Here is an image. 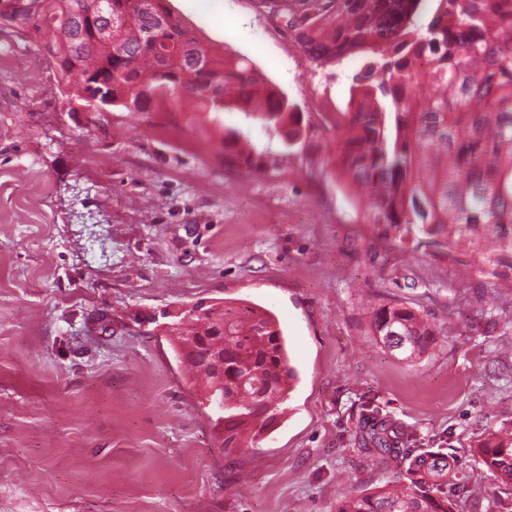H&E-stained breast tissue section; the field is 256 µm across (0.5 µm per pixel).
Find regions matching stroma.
<instances>
[{"label":"stroma","instance_id":"35a3bbf8","mask_svg":"<svg viewBox=\"0 0 512 512\" xmlns=\"http://www.w3.org/2000/svg\"><path fill=\"white\" fill-rule=\"evenodd\" d=\"M201 42L249 59L307 118L300 142L257 114L73 112L51 32L0 25V512H336L394 476L363 438L378 410L409 449L442 448L459 512H512L474 453L512 429V273L488 283L401 250L332 171L322 112L355 60L312 65L261 0H165ZM268 165L224 166L222 132ZM271 313L298 382L235 447L175 356L170 324L216 301ZM429 315L420 358L392 355L372 310Z\"/></svg>","mask_w":512,"mask_h":512}]
</instances>
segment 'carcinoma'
Instances as JSON below:
<instances>
[{
    "label": "carcinoma",
    "instance_id": "carcinoma-1",
    "mask_svg": "<svg viewBox=\"0 0 512 512\" xmlns=\"http://www.w3.org/2000/svg\"><path fill=\"white\" fill-rule=\"evenodd\" d=\"M0 0V25L26 36L51 30L47 53L68 103L109 111L168 112L182 101L203 112L250 110L284 131L303 132L301 113L243 57L220 56L173 17L163 0ZM287 16L306 57L336 67L352 59L350 107L330 117L336 156L329 164L358 198L366 223L397 248L412 247L476 273L512 269V0H267ZM432 11L425 23L420 17ZM428 67L420 69L421 58ZM224 165L249 175L262 158L223 137ZM224 322V447L244 432L258 437L275 420L297 379L286 339L265 315L213 304L190 316L195 336ZM374 331L414 360L435 341L427 314L403 305L373 312ZM364 429L383 462L408 464L405 484L387 480L342 499L336 512H454L466 492L455 460L442 449L400 456L409 441L372 409ZM476 452L487 470L512 481V431L490 432Z\"/></svg>",
    "mask_w": 512,
    "mask_h": 512
}]
</instances>
